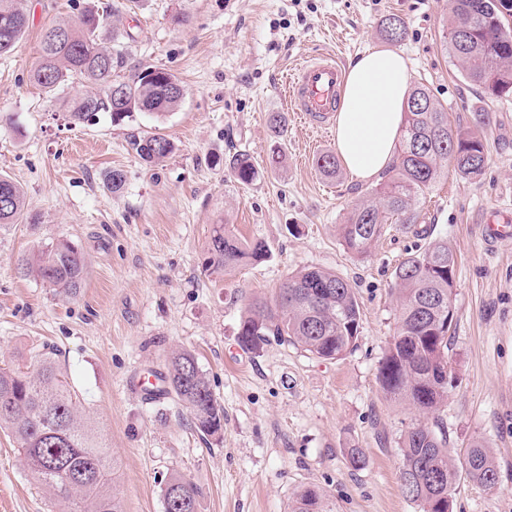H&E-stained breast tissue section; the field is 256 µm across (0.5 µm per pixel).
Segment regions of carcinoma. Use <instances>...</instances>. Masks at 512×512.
<instances>
[{
	"mask_svg": "<svg viewBox=\"0 0 512 512\" xmlns=\"http://www.w3.org/2000/svg\"><path fill=\"white\" fill-rule=\"evenodd\" d=\"M112 8H87L78 25L47 28L30 79L50 93L79 76L91 84L72 106L69 116L84 122L108 112L119 123L135 112L157 118L173 111L184 98L181 81L164 68L149 67L122 74L124 57L120 35L112 25ZM512 0H455L443 38L452 62L472 84L495 96L512 94ZM390 41L407 35L405 21L395 15L381 23ZM29 27L22 0H0V57L11 54ZM122 88L114 100L112 88ZM273 143L269 164L282 162L280 140L286 133L281 112L269 116ZM131 150L144 163L159 164L175 146L155 131L134 135ZM488 149L478 129H454L448 113L430 88L411 89L390 177L375 189L379 203L355 205L337 233L345 249L364 256L385 225L408 229L417 223L416 200L436 183L442 167L451 163L464 177L477 178L485 170ZM326 177L339 173L333 152L315 159ZM235 181L251 185L259 171L246 151L230 160ZM27 218L23 189L0 175V226ZM268 253L256 240L241 242L223 221L211 225L203 269L211 275L232 272L246 261ZM455 256L448 241H434L407 257L395 270L399 315L395 334L379 369L383 392L418 410L403 435L400 488L422 512H452V491L461 478L486 488L498 483L492 452L481 441L470 444L465 461L448 456L446 433L430 422L448 399L455 378L448 366V332L453 317ZM19 270L66 297H76L85 284L86 259L73 242H51L19 260ZM360 308L353 288L336 273L305 268L288 277L272 299L253 298L245 307L237 333L240 345L257 351L270 337L289 342L322 359H339L350 352L360 334ZM164 381L189 411L195 427L207 435L224 429V408L215 398L195 354L173 351ZM0 430L8 432L32 478L63 506V512H123L112 492L118 467L89 410L68 381L57 354L43 350L30 362L0 367ZM199 491L184 475L173 472L163 489L164 512H198ZM290 512H335V504L309 486L297 492Z\"/></svg>",
	"mask_w": 512,
	"mask_h": 512,
	"instance_id": "1",
	"label": "carcinoma"
}]
</instances>
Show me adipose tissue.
Segmentation results:
<instances>
[{
	"label": "adipose tissue",
	"mask_w": 512,
	"mask_h": 512,
	"mask_svg": "<svg viewBox=\"0 0 512 512\" xmlns=\"http://www.w3.org/2000/svg\"><path fill=\"white\" fill-rule=\"evenodd\" d=\"M409 80L405 58L391 50L364 53L348 66L333 132L340 159L355 178L366 181L391 167Z\"/></svg>",
	"instance_id": "adipose-tissue-1"
}]
</instances>
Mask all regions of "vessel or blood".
Returning a JSON list of instances; mask_svg holds the SVG:
<instances>
[{
  "mask_svg": "<svg viewBox=\"0 0 512 512\" xmlns=\"http://www.w3.org/2000/svg\"><path fill=\"white\" fill-rule=\"evenodd\" d=\"M343 68L338 59L319 57L300 65L289 82L286 100L292 111L326 131L338 109Z\"/></svg>",
  "mask_w": 512,
  "mask_h": 512,
  "instance_id": "b4317fda",
  "label": "vessel or blood"
}]
</instances>
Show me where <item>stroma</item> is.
I'll use <instances>...</instances> for the list:
<instances>
[{
    "label": "stroma",
    "mask_w": 512,
    "mask_h": 512,
    "mask_svg": "<svg viewBox=\"0 0 512 512\" xmlns=\"http://www.w3.org/2000/svg\"><path fill=\"white\" fill-rule=\"evenodd\" d=\"M127 31V68L160 67L186 89L163 121L108 113L76 124L67 103L85 93L73 79L54 95L30 80L45 28L75 23L92 0H23L29 28L0 57V173L26 193L30 221L0 227V366L54 348L82 403L103 423L119 465L115 491L124 512H164L168 476L199 490V512H288L305 486L323 490L336 512H421L399 486L400 442L417 413L382 391L379 368L395 332L397 266L444 239L455 256L454 320L448 355L455 386L437 416L448 452L462 459L481 440L499 470L495 488L460 480L453 512H512V239L489 248L483 223L512 210V97L467 82L443 42L448 0H112ZM389 14L408 34L380 33ZM372 49L400 52L411 82L426 84L456 127L484 117L489 153L483 174L443 169L416 202L418 229L386 225L364 257L342 245L336 226L373 183L349 172L328 179L315 158L335 150L288 111L285 80L301 59L331 54L349 64ZM284 113V162L267 164L268 116ZM176 152L156 165L129 148L151 128ZM248 151L259 170L240 186L227 164ZM126 175L110 192L106 174ZM232 224L241 240L266 243L265 260L216 276L202 267L212 224ZM66 238L83 251L88 277L70 299L20 277L17 264ZM304 267L335 272L361 311L356 348L323 360L270 339L256 351L237 340L249 299L271 297ZM194 350L224 408L221 436L199 433L173 396L146 401L130 385L165 370L171 350ZM364 451L352 467L347 451ZM31 479L0 432V512H60Z\"/></svg>",
    "instance_id": "stroma-1"
}]
</instances>
